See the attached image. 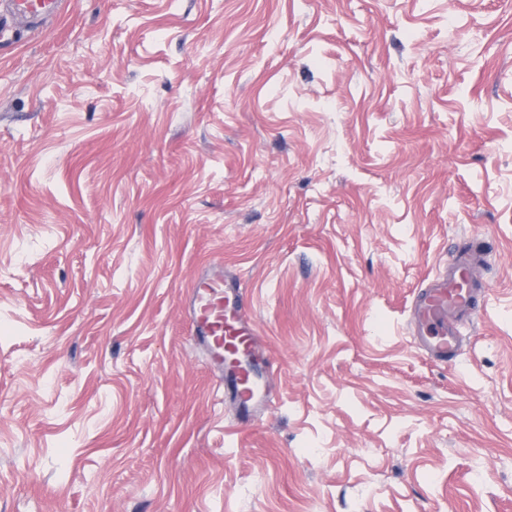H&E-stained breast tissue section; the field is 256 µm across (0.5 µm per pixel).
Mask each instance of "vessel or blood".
Here are the masks:
<instances>
[{"instance_id":"obj_1","label":"vessel or blood","mask_w":512,"mask_h":512,"mask_svg":"<svg viewBox=\"0 0 512 512\" xmlns=\"http://www.w3.org/2000/svg\"><path fill=\"white\" fill-rule=\"evenodd\" d=\"M66 12V0H0V26L18 21L33 30H47ZM483 265L473 248L460 251L441 275L419 288L412 313L416 326L411 333L418 347L435 361L454 359L459 347L458 323L473 320L478 313L476 298L482 288L476 278ZM185 312L196 345L207 355L209 366L224 373V391L237 406L239 423L251 422L271 401L260 381L265 359L234 368L225 366L226 350L254 353L253 322L245 311L244 294L223 266H203L194 276L185 298Z\"/></svg>"}]
</instances>
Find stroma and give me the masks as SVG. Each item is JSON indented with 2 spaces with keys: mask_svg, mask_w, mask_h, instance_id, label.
I'll use <instances>...</instances> for the list:
<instances>
[{
  "mask_svg": "<svg viewBox=\"0 0 512 512\" xmlns=\"http://www.w3.org/2000/svg\"><path fill=\"white\" fill-rule=\"evenodd\" d=\"M456 359L408 333L462 248ZM239 277L235 426L183 298ZM0 512H512V0H68L0 34Z\"/></svg>",
  "mask_w": 512,
  "mask_h": 512,
  "instance_id": "stroma-1",
  "label": "stroma"
}]
</instances>
